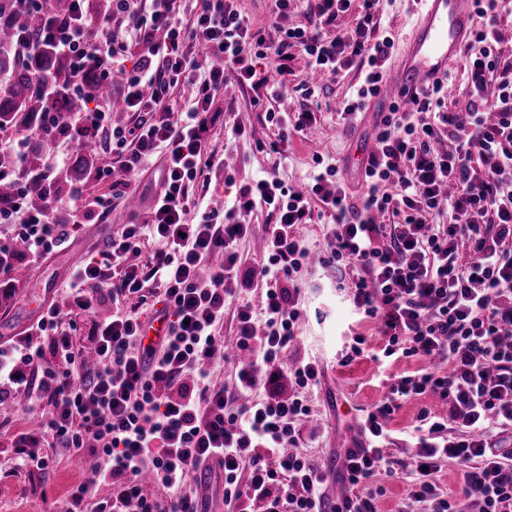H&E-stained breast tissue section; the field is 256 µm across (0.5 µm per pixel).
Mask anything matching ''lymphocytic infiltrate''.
<instances>
[{
	"instance_id": "obj_1",
	"label": "lymphocytic infiltrate",
	"mask_w": 512,
	"mask_h": 512,
	"mask_svg": "<svg viewBox=\"0 0 512 512\" xmlns=\"http://www.w3.org/2000/svg\"><path fill=\"white\" fill-rule=\"evenodd\" d=\"M85 2L73 0L68 16L47 18L38 39L17 29L11 49L23 55L48 49L69 59L70 83L43 92L52 100H87L71 138L117 155L118 166L91 175L110 183L113 194L89 197L77 188L68 198L53 196L30 208L28 182L54 180L69 149L54 125L37 122L34 131L49 152L32 172L20 160L23 141L1 127L0 143L17 161L0 171V180L16 186L0 202V224L17 230L0 243V266L18 246L34 256L65 248L80 225L105 221L113 196L132 193V176L155 155H162L164 168L147 217L122 225L72 273L63 301L44 309L34 337L0 348V404L21 394L41 409L33 432L14 438L18 454L48 436L63 448L88 449L100 484L109 489L96 500L87 484H76L59 512H199L195 498L180 489L190 472L213 459L230 510L249 500L263 503L264 512H378L386 489L377 476L396 473L384 448L388 424L399 401L417 395L442 401L448 411L418 413L408 500L427 512H458L435 479L448 460L461 473L468 512H512V62L499 49V0H473L482 26L463 53L466 108L448 109L439 84L413 95L409 108L391 106L373 127L376 147L364 163L362 190L352 191L330 164L313 171L301 192L270 177L244 184L226 210L197 206L190 195L194 183L224 164L209 151L206 133L226 74L260 103L279 97L258 72L260 59L273 57L283 81L300 55L314 73L358 68L361 83L338 111L353 122L377 93L393 49L376 21L382 0H364L363 15L341 30L336 21L350 12L352 0H272L275 18L298 10L307 18L306 26L280 30L274 41L251 28L235 0H193L187 29L181 0H112L109 27ZM117 22L127 25L140 50L130 68L114 48ZM200 48L214 56L211 67L201 68ZM89 71L105 81L124 75V104L136 115L129 126H113L111 112L84 81ZM179 86L192 96L175 117L164 101ZM258 208L271 222L260 258L246 261L237 243L250 233L249 216ZM317 209L333 224L331 258L360 273L353 303L365 318L381 322L384 357L426 362L420 373L392 383L388 397L366 414L367 445L345 449L347 490L333 501L301 444L302 422L311 413L303 390L316 385L319 370L312 362L283 364L300 317L297 274L311 260L299 228L312 223ZM192 211L198 218L191 224ZM442 214L449 223H436ZM148 237L163 239L165 250L144 266L129 264ZM243 284L262 287L260 310L238 302ZM130 300L161 304L168 325L158 344H144L143 322L126 309ZM105 303L112 316L93 324L97 359L89 364L63 324L74 311L91 314ZM229 304L237 318L230 350L218 332ZM231 358L242 384L263 389L261 399L235 406L213 383L215 368ZM435 359L447 362V371L432 368ZM285 373L300 392L284 400L274 387ZM451 426L456 435H448ZM269 455L278 457L277 468L266 464ZM146 470L165 495H143L139 476Z\"/></svg>"
}]
</instances>
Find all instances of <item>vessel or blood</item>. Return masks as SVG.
I'll use <instances>...</instances> for the list:
<instances>
[{"mask_svg":"<svg viewBox=\"0 0 512 512\" xmlns=\"http://www.w3.org/2000/svg\"><path fill=\"white\" fill-rule=\"evenodd\" d=\"M419 19L396 65L365 110L377 120L391 101L407 103L412 94L445 80L474 30L471 0H417Z\"/></svg>","mask_w":512,"mask_h":512,"instance_id":"vessel-or-blood-1","label":"vessel or blood"}]
</instances>
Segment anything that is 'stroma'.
Returning a JSON list of instances; mask_svg holds the SVG:
<instances>
[{"label": "stroma", "mask_w": 512, "mask_h": 512, "mask_svg": "<svg viewBox=\"0 0 512 512\" xmlns=\"http://www.w3.org/2000/svg\"><path fill=\"white\" fill-rule=\"evenodd\" d=\"M416 0H385L381 24L401 52L416 20ZM295 74L283 89L285 101L319 112L320 120L302 132L292 134L287 155L271 151L278 130L266 120L264 107L255 105L249 88L239 86L234 76H226L220 93L208 114V142L211 150L224 158L223 169L211 172L206 181L193 188L194 197L211 200L215 205L231 201L239 184L266 173L297 185L307 180L316 160L344 165L343 177L352 184L361 178L353 164L357 160L355 140L340 136L336 102L357 83L359 72L350 69L334 76L312 77L303 60H296ZM315 83L314 96H306L308 83ZM247 124L252 134L234 138L236 122ZM161 160H154L136 179L139 206L116 200L106 223L83 225L65 249L41 257L15 254L13 264L24 270L22 280L10 281L0 274V345L8 347L20 341L50 302L60 301L61 284L87 255L102 248L108 233L129 216L145 217L159 189ZM234 184H226V176ZM302 288L299 338L289 350V359L308 358L318 365V386L309 393L311 415L303 431L309 460L326 479L328 493L341 486L340 457L347 448L361 443L354 429L356 420L378 404L389 385L401 376L423 368L420 358L390 361L380 357L386 343L377 323L362 318L352 305L354 283L350 270L336 264L320 263L301 269ZM365 337L362 353L350 357L346 347L352 337ZM444 414L446 407L429 396H414L402 401L389 423L391 435L387 452L391 458L410 462L416 454L414 430L421 407ZM32 417L23 400L0 405V512H51L68 489L75 484L95 481L87 451L68 448L30 449V461H22L10 446L12 435L27 430ZM47 458V469H38L36 459Z\"/></svg>", "instance_id": "stroma-1"}]
</instances>
